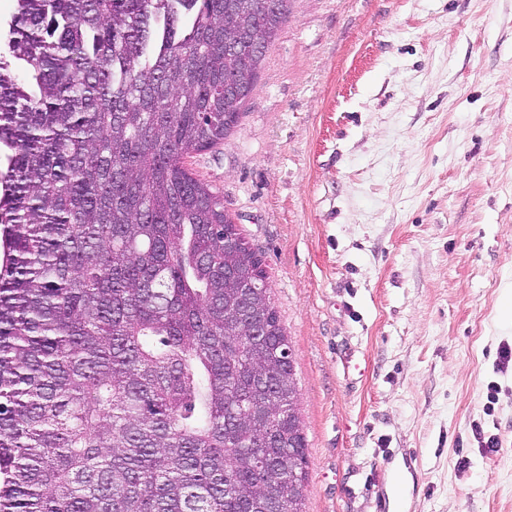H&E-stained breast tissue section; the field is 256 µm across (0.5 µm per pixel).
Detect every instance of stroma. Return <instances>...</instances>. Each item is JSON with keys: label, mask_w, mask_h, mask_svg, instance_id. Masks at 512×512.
Here are the masks:
<instances>
[{"label": "stroma", "mask_w": 512, "mask_h": 512, "mask_svg": "<svg viewBox=\"0 0 512 512\" xmlns=\"http://www.w3.org/2000/svg\"><path fill=\"white\" fill-rule=\"evenodd\" d=\"M187 166L263 254L305 512H512V0H290Z\"/></svg>", "instance_id": "obj_1"}]
</instances>
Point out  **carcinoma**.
<instances>
[{
	"mask_svg": "<svg viewBox=\"0 0 512 512\" xmlns=\"http://www.w3.org/2000/svg\"><path fill=\"white\" fill-rule=\"evenodd\" d=\"M288 2L15 0L0 26V512H303L262 255L185 166Z\"/></svg>",
	"mask_w": 512,
	"mask_h": 512,
	"instance_id": "carcinoma-1",
	"label": "carcinoma"
}]
</instances>
